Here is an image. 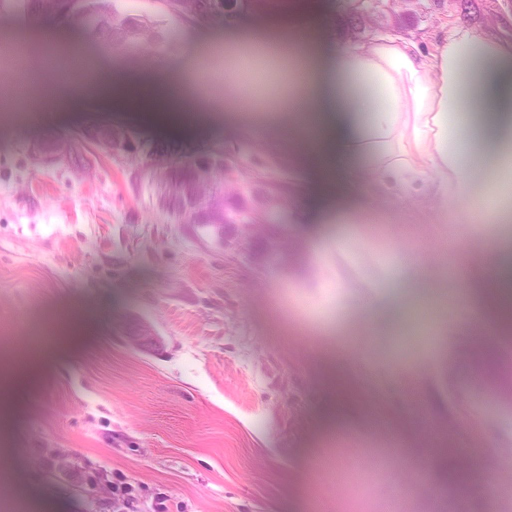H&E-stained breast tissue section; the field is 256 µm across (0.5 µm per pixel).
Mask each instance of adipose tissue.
I'll use <instances>...</instances> for the list:
<instances>
[{"label":"adipose tissue","mask_w":512,"mask_h":512,"mask_svg":"<svg viewBox=\"0 0 512 512\" xmlns=\"http://www.w3.org/2000/svg\"><path fill=\"white\" fill-rule=\"evenodd\" d=\"M235 47L262 51L278 77L257 105L320 181L353 194L448 205L482 197L484 221L512 208V45L454 27L424 51L393 37L339 44L314 26L234 25Z\"/></svg>","instance_id":"obj_1"}]
</instances>
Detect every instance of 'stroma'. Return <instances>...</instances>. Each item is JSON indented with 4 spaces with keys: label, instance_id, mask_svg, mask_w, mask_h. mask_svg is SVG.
Returning <instances> with one entry per match:
<instances>
[{
    "label": "stroma",
    "instance_id": "1",
    "mask_svg": "<svg viewBox=\"0 0 512 512\" xmlns=\"http://www.w3.org/2000/svg\"><path fill=\"white\" fill-rule=\"evenodd\" d=\"M149 26L148 54L107 47L91 29L29 23L25 0L0 8V36L21 24L28 48H0V512H512V480L479 463L487 440L512 455V334L469 288L484 258L421 198L389 224H354L357 251L307 245L347 196L316 191L280 129L262 151L224 109L228 85L253 107L261 71L225 74L222 19L193 24L164 0H108ZM344 0H265L242 25L314 20L340 38ZM464 23L512 43V0H420L401 37L426 42ZM186 79L203 119L151 121L132 98L55 106L77 82ZM144 145L232 150L287 174L288 256L277 264L223 247L157 210L125 160L81 147L48 164L33 150L96 123ZM305 206L310 223L293 221ZM399 257L426 281L384 313L365 312ZM159 341L131 347L130 323ZM483 333L469 334L470 325Z\"/></svg>",
    "mask_w": 512,
    "mask_h": 512
}]
</instances>
